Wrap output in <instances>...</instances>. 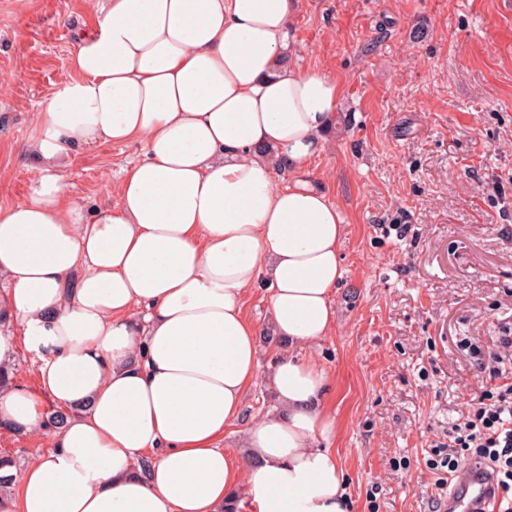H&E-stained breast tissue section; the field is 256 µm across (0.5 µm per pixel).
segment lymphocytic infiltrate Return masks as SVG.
I'll return each mask as SVG.
<instances>
[{"instance_id":"f902f5d3","label":"lymphocytic infiltrate","mask_w":512,"mask_h":512,"mask_svg":"<svg viewBox=\"0 0 512 512\" xmlns=\"http://www.w3.org/2000/svg\"><path fill=\"white\" fill-rule=\"evenodd\" d=\"M471 353L482 376L481 393L462 423L449 430L447 441L432 447L426 465L441 490L462 457L482 460L496 473L500 512H512V372L503 368L501 353L487 355L477 346Z\"/></svg>"}]
</instances>
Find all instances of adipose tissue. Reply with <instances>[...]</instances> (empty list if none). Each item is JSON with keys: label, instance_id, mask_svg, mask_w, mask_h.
Segmentation results:
<instances>
[{"label": "adipose tissue", "instance_id": "obj_1", "mask_svg": "<svg viewBox=\"0 0 512 512\" xmlns=\"http://www.w3.org/2000/svg\"><path fill=\"white\" fill-rule=\"evenodd\" d=\"M295 9L105 0L68 58L76 77L29 146L44 166L24 202L0 206V310L19 326L0 333V364L38 361L68 417L0 512H223L239 495L252 512H349L330 381L298 355L336 325L347 226L307 167L341 88L284 62ZM134 139L143 157L111 207L64 202L74 149ZM260 286L282 342L266 368L244 311ZM260 379L275 404L241 461L224 432ZM38 397L0 389V419L39 431Z\"/></svg>", "mask_w": 512, "mask_h": 512}]
</instances>
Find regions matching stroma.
<instances>
[{"instance_id":"35a3bbf8","label":"stroma","mask_w":512,"mask_h":512,"mask_svg":"<svg viewBox=\"0 0 512 512\" xmlns=\"http://www.w3.org/2000/svg\"><path fill=\"white\" fill-rule=\"evenodd\" d=\"M101 4L0 0V206L28 197L36 114L74 79L67 60ZM287 56L335 79L353 121L309 166L347 237L336 327L301 352L332 383L350 509L435 512L429 449L480 393L460 342L489 352L512 329V0H298ZM141 156L136 141L78 149L65 197L111 206ZM273 403L250 387L225 450ZM51 435L1 428L0 456L26 467Z\"/></svg>"}]
</instances>
